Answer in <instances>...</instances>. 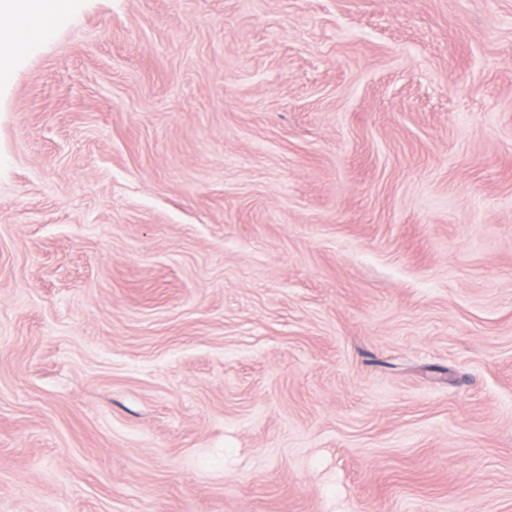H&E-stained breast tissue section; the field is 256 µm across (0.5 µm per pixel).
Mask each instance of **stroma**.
Segmentation results:
<instances>
[{"label": "stroma", "mask_w": 512, "mask_h": 512, "mask_svg": "<svg viewBox=\"0 0 512 512\" xmlns=\"http://www.w3.org/2000/svg\"><path fill=\"white\" fill-rule=\"evenodd\" d=\"M0 79V512H512V0H70Z\"/></svg>", "instance_id": "stroma-1"}]
</instances>
